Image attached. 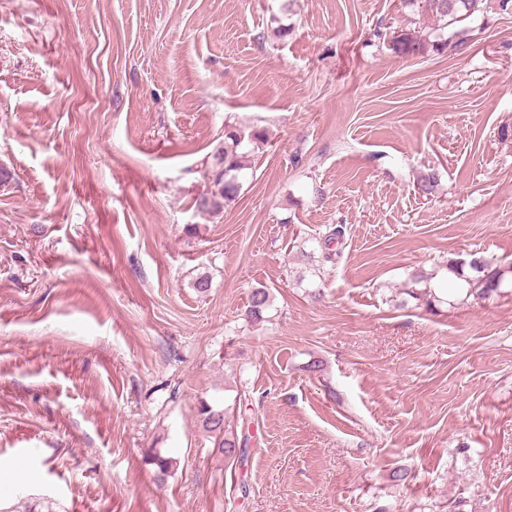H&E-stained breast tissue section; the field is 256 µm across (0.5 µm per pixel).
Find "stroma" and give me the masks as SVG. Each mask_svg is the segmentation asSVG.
Returning a JSON list of instances; mask_svg holds the SVG:
<instances>
[{
  "mask_svg": "<svg viewBox=\"0 0 512 512\" xmlns=\"http://www.w3.org/2000/svg\"><path fill=\"white\" fill-rule=\"evenodd\" d=\"M433 26L404 0H0V512H512V289L400 292L512 261V13L394 52ZM228 124L267 142L209 214ZM270 306V292L266 287L256 288L250 296L247 316L254 322L262 321L264 313ZM199 413L203 417V426L214 438V448H218L221 453L228 456H235L237 453L243 456L244 451L240 446H246V442L244 440L239 442L234 433H231L230 436L227 434L224 429L226 424L224 409H214L212 406L202 403Z\"/></svg>",
  "mask_w": 512,
  "mask_h": 512,
  "instance_id": "35a3bbf8",
  "label": "stroma"
}]
</instances>
